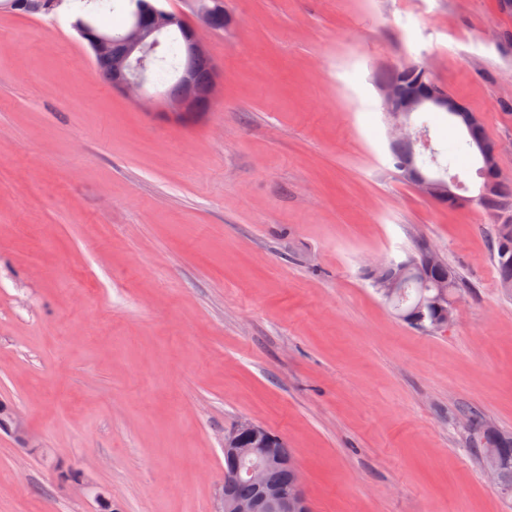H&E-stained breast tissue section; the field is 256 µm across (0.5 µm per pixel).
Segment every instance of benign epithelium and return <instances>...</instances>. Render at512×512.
<instances>
[{"label":"benign epithelium","mask_w":512,"mask_h":512,"mask_svg":"<svg viewBox=\"0 0 512 512\" xmlns=\"http://www.w3.org/2000/svg\"><path fill=\"white\" fill-rule=\"evenodd\" d=\"M137 10L149 16V25L131 24L118 40L93 27L80 28L83 38L94 51L98 65L110 71L112 88L138 104L153 101L152 96L144 93L145 85L150 79L151 54L168 32L179 29L185 37L187 64L179 75L182 93L166 99L167 111L173 115L188 114L194 118L210 111L215 103L220 73L217 67H212L208 94L205 103H200L198 73L194 61L208 59L210 55L201 38L199 27L189 25L182 14L157 5L156 0H142L137 5ZM197 15L202 25L209 30L216 28L218 19L225 20L227 28L233 24V17L226 11L224 0H201L197 5ZM420 70L426 80L410 87H379L391 133L409 130L412 114L428 108L451 113L472 132L483 130L479 113L432 79L428 68L422 65ZM479 145L485 154L488 169L496 172V177H503L498 164L500 143L495 140H481ZM397 170L404 181L434 202L460 200L456 182L445 184L433 180L432 175L419 169L412 157L398 165ZM413 267L415 264L412 262L398 264L395 271L379 283V287L384 289L385 297L391 298L398 294V289L410 278L409 270ZM427 303L438 306L440 298L420 301L415 312H422ZM458 304L459 300L453 299L446 306L440 305L441 322L451 325L456 321ZM0 414L3 415L0 419V431L11 436L20 446H28L29 434L23 415L5 404L0 405ZM224 456L231 463V467L225 471L218 512H312L292 453L286 451L283 440L270 438L262 426L243 422L226 434ZM278 469L292 473L288 486L283 487L271 480L270 473ZM242 479L253 486V495L244 497L237 492V485Z\"/></svg>","instance_id":"1"}]
</instances>
